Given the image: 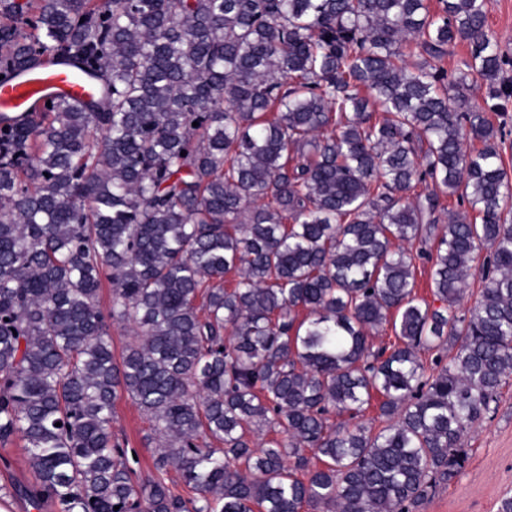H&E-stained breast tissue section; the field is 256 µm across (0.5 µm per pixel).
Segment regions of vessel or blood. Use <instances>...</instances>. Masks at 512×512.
Returning a JSON list of instances; mask_svg holds the SVG:
<instances>
[{
	"label": "vessel or blood",
	"mask_w": 512,
	"mask_h": 512,
	"mask_svg": "<svg viewBox=\"0 0 512 512\" xmlns=\"http://www.w3.org/2000/svg\"><path fill=\"white\" fill-rule=\"evenodd\" d=\"M89 85L71 67L44 65L37 74L0 83V112H27L38 100L58 93L84 96Z\"/></svg>",
	"instance_id": "1"
}]
</instances>
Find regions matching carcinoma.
Returning a JSON list of instances; mask_svg holds the SVG:
<instances>
[{"label": "carcinoma", "instance_id": "cac0c4a2", "mask_svg": "<svg viewBox=\"0 0 512 512\" xmlns=\"http://www.w3.org/2000/svg\"><path fill=\"white\" fill-rule=\"evenodd\" d=\"M439 3L0 0L4 79L52 59L95 85L0 112V443L27 441L33 508L411 512L458 476L512 378V60L488 0ZM119 387L194 496L136 477ZM375 397L381 428L331 421ZM415 282V292L419 299H425L431 308H437L441 305L440 301H437L431 292L430 264L422 263V261L416 262Z\"/></svg>", "mask_w": 512, "mask_h": 512}]
</instances>
